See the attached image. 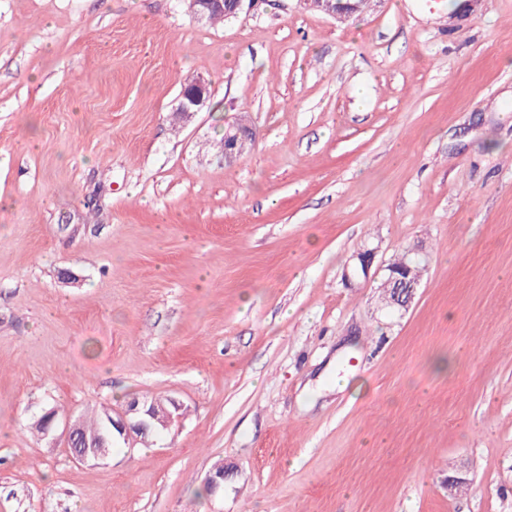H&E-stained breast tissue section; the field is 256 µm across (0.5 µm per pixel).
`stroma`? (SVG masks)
Segmentation results:
<instances>
[{
	"label": "stroma",
	"instance_id": "obj_1",
	"mask_svg": "<svg viewBox=\"0 0 512 512\" xmlns=\"http://www.w3.org/2000/svg\"><path fill=\"white\" fill-rule=\"evenodd\" d=\"M507 57L512 0H0V512H512ZM134 397L97 464L33 428ZM188 8L191 15L197 21L212 22V24L224 23L228 17L236 18L244 9L245 3L248 6H253L257 0H188ZM217 13L224 15H217L212 19V16ZM212 19V21H211ZM310 9L320 11L328 16L337 19H346L357 12L362 5L369 0H339L336 5L335 0H302ZM362 1V3H361ZM209 99L208 83L200 78L186 80L178 97V105L171 113L173 121L178 123L189 121L205 108ZM252 133L249 127L242 124L229 125L224 130L223 152L225 156L233 154H242L247 148L248 141L251 140ZM407 260L410 259L402 256L392 266H388L389 274L380 287L385 289L388 294L386 302L391 305L406 307L411 302L419 284V273L417 277L414 276L413 267L405 264ZM157 408L162 409L169 407L167 399L163 398H152ZM147 399L134 398L125 406V408L114 411L112 408L103 407L102 410L92 420L78 419L77 422L69 419L65 422V429L67 434L68 442L75 438L80 428L81 433L87 438L88 442L91 441L90 446L86 443L85 448H81L80 451L72 454V459L76 462L86 463L88 461H100L106 457V451L104 448H109L110 455L112 449L118 443L112 445L113 439L118 435L126 445H133L140 435L150 429L163 431L171 427V425L180 418L179 411L182 410V404L175 399L170 398L174 411H165L159 413L156 411L154 403ZM109 418V425L107 430L104 432L106 427V418ZM104 432V433H103Z\"/></svg>",
	"mask_w": 512,
	"mask_h": 512
}]
</instances>
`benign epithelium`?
Returning <instances> with one entry per match:
<instances>
[{"instance_id":"obj_1","label":"benign epithelium","mask_w":512,"mask_h":512,"mask_svg":"<svg viewBox=\"0 0 512 512\" xmlns=\"http://www.w3.org/2000/svg\"><path fill=\"white\" fill-rule=\"evenodd\" d=\"M310 9L320 11L337 19H346L357 12L367 0H303ZM257 0H188L191 15L198 21L210 22L212 16L223 13L229 17H237L244 6L254 5ZM210 99L208 83L200 78L188 79L184 82L178 97V105L173 109V121L184 123L202 111ZM251 129L242 124H232L224 130L223 152L226 156L242 154L251 140ZM389 274L381 288L388 294L387 302L391 305L405 307L411 302L419 284L414 276L413 267L405 264L399 268L388 267ZM172 410L164 413L156 411L154 403L147 399L134 398L125 408L112 412L107 430L91 441L85 448L74 452L72 459L76 462L100 461L105 459V448L113 443L114 437H120L125 444L132 445L140 435L150 429L163 431L180 418L182 404L170 400Z\"/></svg>"}]
</instances>
